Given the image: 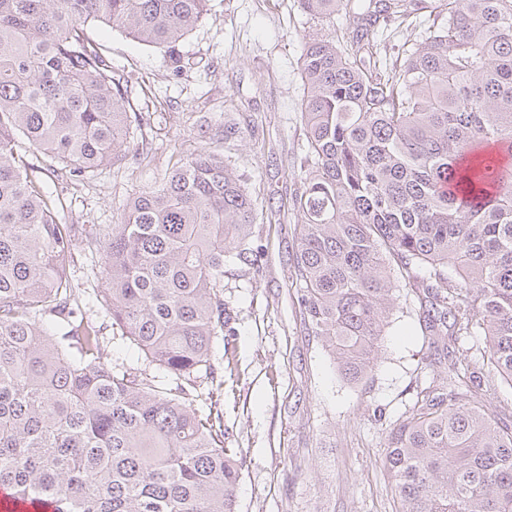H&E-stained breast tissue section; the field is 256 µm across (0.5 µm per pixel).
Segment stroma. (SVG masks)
I'll use <instances>...</instances> for the list:
<instances>
[{"label":"stroma","instance_id":"stroma-1","mask_svg":"<svg viewBox=\"0 0 512 512\" xmlns=\"http://www.w3.org/2000/svg\"><path fill=\"white\" fill-rule=\"evenodd\" d=\"M331 22L302 15L297 0H208L207 13L183 40L191 66L173 76L161 49L91 23L86 31L115 68L132 72L133 109L147 123L132 128L127 160L85 180L54 176L28 154L34 175L59 198L62 224H116L122 203L151 187L186 154L224 157L255 204L250 242L258 269L237 263L224 275L234 334L216 340L224 374V444L247 460L237 512H399L383 456L387 435L417 387L427 344L411 287L401 288L380 357L368 381L340 376L329 351L309 336L301 315L292 255L299 221L293 199L306 152L300 56L308 38ZM72 277L85 288L81 311L112 337V361L173 387L139 350L112 336V321L92 293L91 263Z\"/></svg>","mask_w":512,"mask_h":512}]
</instances>
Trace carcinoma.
Segmentation results:
<instances>
[{"label": "carcinoma", "mask_w": 512, "mask_h": 512, "mask_svg": "<svg viewBox=\"0 0 512 512\" xmlns=\"http://www.w3.org/2000/svg\"><path fill=\"white\" fill-rule=\"evenodd\" d=\"M208 0H0V486L53 512H236L245 459L224 446L232 332L224 267L258 263L242 178L199 151L122 206L118 224L57 221L28 174L89 179L129 153L131 74L91 40L100 22L189 66L181 43ZM347 26L301 54L307 150L293 259L308 335L341 377L366 380L416 288L428 349L448 367L387 436L400 512H512V0H298ZM420 29L393 60L391 26ZM105 256L93 289L119 337L176 380L158 389L112 364L80 315L74 257Z\"/></svg>", "instance_id": "cac0c4a2"}]
</instances>
